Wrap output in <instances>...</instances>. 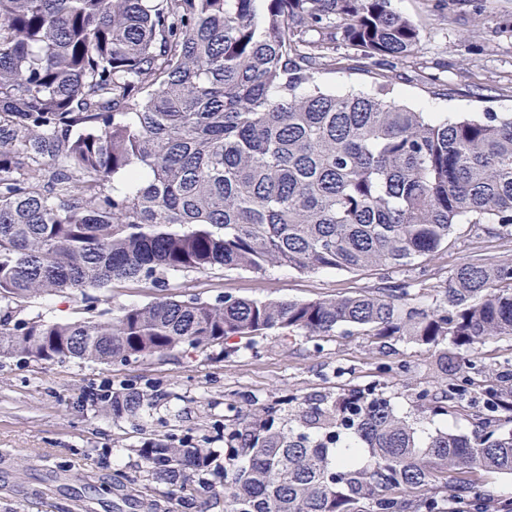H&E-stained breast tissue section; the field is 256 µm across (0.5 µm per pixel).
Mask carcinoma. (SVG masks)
<instances>
[{
  "label": "carcinoma",
  "instance_id": "cac0c4a2",
  "mask_svg": "<svg viewBox=\"0 0 512 512\" xmlns=\"http://www.w3.org/2000/svg\"><path fill=\"white\" fill-rule=\"evenodd\" d=\"M418 43L391 0H0V358L112 365L351 327L439 350L418 417L447 411L448 386L477 369L466 353L512 338V263L470 256L431 307L405 279L308 301L113 303L122 283L217 269L399 271L459 224L512 237V112L441 120L388 79L368 93L320 86L341 47L377 67ZM77 291L76 319H15ZM156 398L129 387L101 401L121 418ZM277 412L224 427L222 464L184 440L149 437L136 453L183 507L220 490L226 512H436L448 472L512 474V431L492 412L473 440L421 438L374 390L296 428ZM363 446L372 463L359 468Z\"/></svg>",
  "mask_w": 512,
  "mask_h": 512
}]
</instances>
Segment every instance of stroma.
I'll use <instances>...</instances> for the list:
<instances>
[{
	"instance_id": "obj_1",
	"label": "stroma",
	"mask_w": 512,
	"mask_h": 512,
	"mask_svg": "<svg viewBox=\"0 0 512 512\" xmlns=\"http://www.w3.org/2000/svg\"><path fill=\"white\" fill-rule=\"evenodd\" d=\"M412 20L420 43L413 58L391 69L398 98L446 118L468 112L512 111V0H392ZM369 61L339 67L321 80L331 93L367 92ZM474 246L468 225L456 229L452 249L419 259L407 271L421 278L420 302L430 306L432 280H446ZM379 275L324 271L300 274L275 268L260 275L215 270L172 282L176 294L206 300L229 293L248 299L314 300L369 291ZM435 355L396 339L381 345L361 334L284 336L269 333L237 341L217 359L179 349L126 365L0 360V512H186L147 477L135 449L143 438H187L223 450L225 426L247 415L263 417L280 403L283 420L297 424L300 408L329 405L349 389L383 392L402 414H414L418 394L435 382ZM158 391L156 405L132 418L100 411L91 393L99 385ZM483 391L461 383L447 414L420 430L479 435ZM123 471L137 496L115 490Z\"/></svg>"
}]
</instances>
